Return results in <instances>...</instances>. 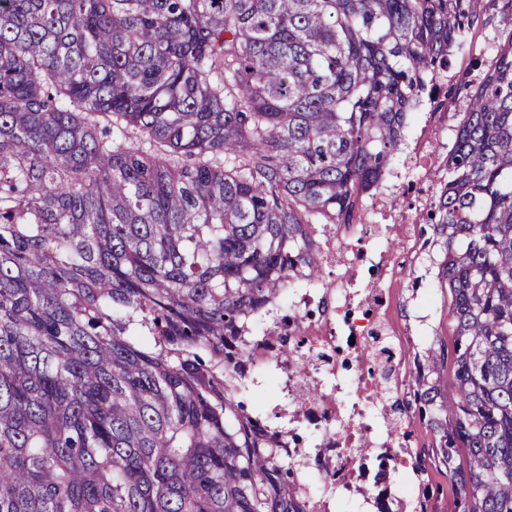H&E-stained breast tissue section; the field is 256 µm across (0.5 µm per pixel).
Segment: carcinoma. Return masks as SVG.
Segmentation results:
<instances>
[{"mask_svg":"<svg viewBox=\"0 0 512 512\" xmlns=\"http://www.w3.org/2000/svg\"><path fill=\"white\" fill-rule=\"evenodd\" d=\"M490 4L421 215L454 397L440 348L409 386L452 512H512V0H0V512H312L230 345Z\"/></svg>","mask_w":512,"mask_h":512,"instance_id":"cac0c4a2","label":"carcinoma"}]
</instances>
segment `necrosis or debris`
I'll list each match as a JSON object with an SVG mask.
<instances>
[{
    "mask_svg": "<svg viewBox=\"0 0 512 512\" xmlns=\"http://www.w3.org/2000/svg\"><path fill=\"white\" fill-rule=\"evenodd\" d=\"M456 133L453 125L425 127L408 143L399 160L414 186L405 211L390 212L375 196L358 223L320 225L327 281L291 278L284 301L261 310L237 346L248 379L275 366L283 418L310 432L312 452L301 453L292 440L284 453L299 462L303 482L323 478L314 512H338L352 497L358 512H421L424 482L404 437L412 418L401 402L415 362L385 283L412 277L430 256L416 216L434 201L438 151L453 145ZM362 270L370 271L368 280L359 278ZM277 336L304 351L305 373L276 361Z\"/></svg>",
    "mask_w": 512,
    "mask_h": 512,
    "instance_id": "1",
    "label": "necrosis or debris"
}]
</instances>
